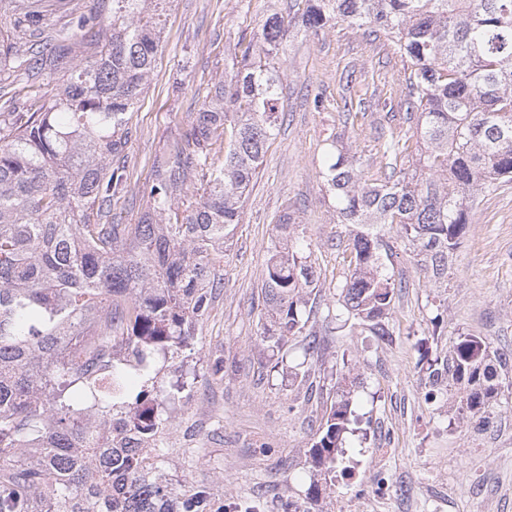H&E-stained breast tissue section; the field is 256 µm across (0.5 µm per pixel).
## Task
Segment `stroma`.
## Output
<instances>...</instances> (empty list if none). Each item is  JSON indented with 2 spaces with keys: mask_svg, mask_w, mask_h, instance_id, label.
<instances>
[{
  "mask_svg": "<svg viewBox=\"0 0 512 512\" xmlns=\"http://www.w3.org/2000/svg\"><path fill=\"white\" fill-rule=\"evenodd\" d=\"M271 0H169L155 77L131 114L124 152L130 186L114 204L118 224L137 223L139 190L167 142L187 125L208 80L231 69L241 34H255ZM404 61L384 34L340 23L291 36L279 61L284 112L250 185L242 221L225 247L218 286L194 342L157 360L150 398L163 407L157 463L173 488H205L216 512H512V182L480 196L448 284L421 272L396 230H379L394 254L384 272L398 289L391 334L341 326L334 317L348 271L350 228L338 223L321 177L323 145L336 136L376 173L378 139L414 131L399 101ZM365 114L345 121L350 91ZM302 224L319 275L305 335L277 342L258 300L273 226ZM317 350L304 352L307 337ZM475 336L506 358L490 424L459 409L456 385L430 391L428 368ZM352 390L355 420L346 475L313 502L309 450L331 405Z\"/></svg>",
  "mask_w": 512,
  "mask_h": 512,
  "instance_id": "stroma-1",
  "label": "stroma"
}]
</instances>
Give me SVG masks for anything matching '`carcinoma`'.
I'll use <instances>...</instances> for the list:
<instances>
[{
    "label": "carcinoma",
    "mask_w": 512,
    "mask_h": 512,
    "mask_svg": "<svg viewBox=\"0 0 512 512\" xmlns=\"http://www.w3.org/2000/svg\"><path fill=\"white\" fill-rule=\"evenodd\" d=\"M106 19L80 0H0V512H211L156 473L159 404L126 400L156 357L191 344L208 313L224 244L283 112L272 60L291 29L338 22L384 32L405 60L399 81L416 117L415 147L389 131L379 177L325 139L322 175L350 234L340 285L347 318L390 335L396 285L374 225L398 227L425 276L448 283L477 198L512 180V0H289L260 37L239 38L237 67L209 88L140 189L136 224H114L129 193L117 163L130 113L160 47L164 0H108ZM95 54L76 53L78 44ZM46 80L58 82L48 95ZM411 160L405 165V160ZM261 299L277 335L299 336L317 287L310 242L284 213L274 226ZM497 369L465 337L430 366L453 380L461 409L489 411ZM342 391L309 454L336 474L352 416Z\"/></svg>",
    "instance_id": "cac0c4a2"
}]
</instances>
